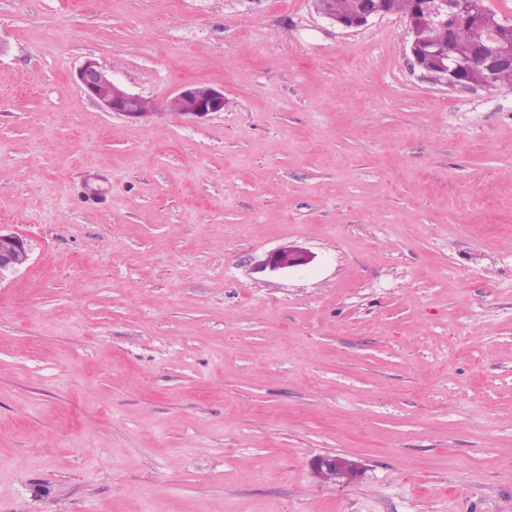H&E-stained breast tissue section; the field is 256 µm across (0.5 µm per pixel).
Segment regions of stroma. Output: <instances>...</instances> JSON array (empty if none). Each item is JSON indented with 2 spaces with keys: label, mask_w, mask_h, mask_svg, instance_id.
<instances>
[{
  "label": "stroma",
  "mask_w": 512,
  "mask_h": 512,
  "mask_svg": "<svg viewBox=\"0 0 512 512\" xmlns=\"http://www.w3.org/2000/svg\"><path fill=\"white\" fill-rule=\"evenodd\" d=\"M410 42L311 0H0V227L31 248L0 512H512V89ZM88 58L154 116L103 112ZM186 83L223 111H170ZM286 245L311 262L266 269ZM343 459H345V458L342 456H338V455L318 456L312 460L311 469L317 476L325 474L322 476V478L325 480L349 481L354 476L356 470L351 469L348 472V478L343 476L342 474L344 473V464H345ZM336 473H338V476H339L338 479H336V478L334 479V478L326 475V474H334L335 475Z\"/></svg>",
  "instance_id": "stroma-1"
}]
</instances>
